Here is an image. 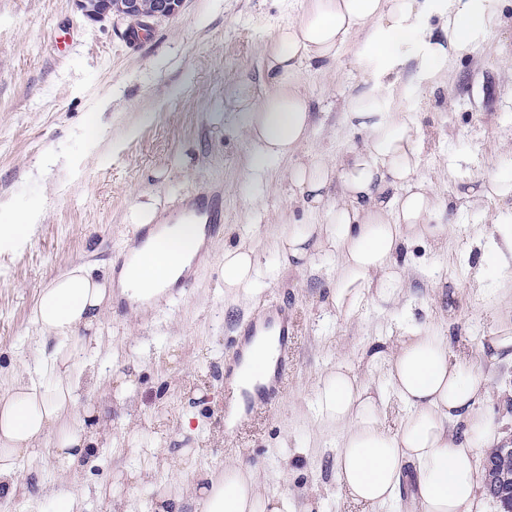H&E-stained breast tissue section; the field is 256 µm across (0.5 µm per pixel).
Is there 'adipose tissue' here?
I'll list each match as a JSON object with an SVG mask.
<instances>
[{"instance_id":"adipose-tissue-1","label":"adipose tissue","mask_w":512,"mask_h":512,"mask_svg":"<svg viewBox=\"0 0 512 512\" xmlns=\"http://www.w3.org/2000/svg\"><path fill=\"white\" fill-rule=\"evenodd\" d=\"M504 0H308L302 16L278 29L265 49L269 90L257 94L248 81L233 92L239 122L254 148L252 169L293 158L308 141L313 102L301 91V69L323 70L335 63L352 36L361 42L353 62L361 81L350 97L347 122L363 132L339 165H298L289 173L297 194L317 221L289 229L279 243L286 266L305 264L313 250L330 247L338 258L332 301L337 310H358L377 292L391 299L405 286L403 259L414 240L441 239L447 225L431 223L443 201L421 176V124L407 112H386L381 101L396 91L398 51L420 47L417 75L439 85L465 52L476 49L501 26ZM336 202H328L330 187ZM481 261L512 270V225L482 227ZM204 242L199 225H171L155 240L132 249L119 285L123 292L147 295L175 281ZM260 274L252 249L224 251V289L249 293ZM105 284L81 266L41 288L33 310L41 339L52 342V379L37 383L19 371L0 395V494L13 496L18 464L57 432L56 459L78 467L88 443L75 391L79 378L70 359L76 346L93 344L80 335L92 328L107 301ZM382 361L384 381L377 391L345 367L325 374L313 412L324 425L342 430L336 452V477L355 502L376 512L395 501L403 482L422 512H482L484 480L478 455L503 436L481 407L489 390L468 357L451 350L446 337L416 328L392 350L372 347ZM407 409L395 431L380 423L390 399ZM257 467L238 460L220 479L201 485L199 512H295L287 496L262 494Z\"/></svg>"}]
</instances>
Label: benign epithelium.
<instances>
[{
    "instance_id": "obj_1",
    "label": "benign epithelium",
    "mask_w": 512,
    "mask_h": 512,
    "mask_svg": "<svg viewBox=\"0 0 512 512\" xmlns=\"http://www.w3.org/2000/svg\"><path fill=\"white\" fill-rule=\"evenodd\" d=\"M78 10L89 20L113 17L128 25L149 26L176 15L184 0H75Z\"/></svg>"
}]
</instances>
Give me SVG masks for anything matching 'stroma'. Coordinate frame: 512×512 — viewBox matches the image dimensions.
I'll use <instances>...</instances> for the list:
<instances>
[{
  "label": "stroma",
  "instance_id": "35a3bbf8",
  "mask_svg": "<svg viewBox=\"0 0 512 512\" xmlns=\"http://www.w3.org/2000/svg\"><path fill=\"white\" fill-rule=\"evenodd\" d=\"M307 0H185L133 44L128 27L86 19L74 0H0V227L30 219L33 235L0 243V393L41 357L32 321L40 288L74 266L111 281L136 239L134 211L154 205L169 216L200 191L224 195V234L213 242L178 301L147 312L106 308L95 327L99 347L71 359L81 379L77 404L93 436L78 471L65 470L52 445L23 461L18 512H60L75 494L81 512H154L156 498L196 512L199 473L223 471L238 458L258 464L261 492L288 495L296 512H359L336 478L338 431L318 425L312 406L320 378L343 364L380 385L377 342L396 347L414 325L455 330L493 390L484 409L512 429V365L484 360L480 341L512 324V292L493 264L471 253L482 224L512 221V200L480 201L467 190L479 176L512 174V6L506 25L488 35L439 87L420 82L413 63L397 69L392 112L418 117L420 172L437 195L454 198L457 222L441 244L409 250L408 288L356 312L330 301L334 252L317 250L304 267L280 262L289 225L312 221L291 191L290 161L264 174L249 167L252 146L236 122L231 89L259 79L266 45L302 15ZM351 39L326 71L301 70L314 102L303 162L342 159L362 137L345 125L359 81ZM245 245L262 272L251 297H226L224 250ZM485 285L473 287L476 273ZM287 304L294 319V360L277 405L225 430L227 391L217 367L261 306ZM131 378L122 386L113 367ZM190 429H183V418Z\"/></svg>",
  "mask_w": 512,
  "mask_h": 512
}]
</instances>
